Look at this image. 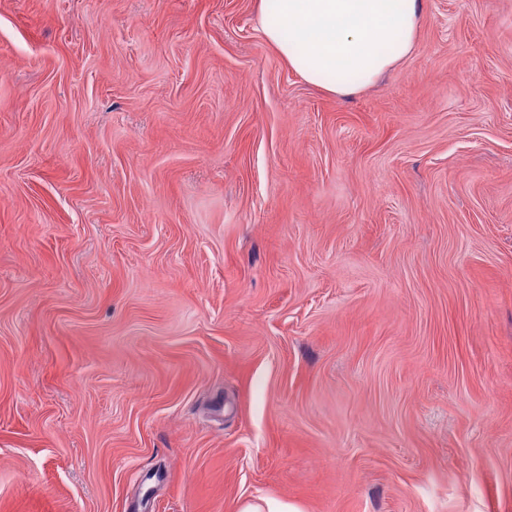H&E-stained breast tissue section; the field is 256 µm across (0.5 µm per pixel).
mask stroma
I'll list each match as a JSON object with an SVG mask.
<instances>
[{
  "mask_svg": "<svg viewBox=\"0 0 512 512\" xmlns=\"http://www.w3.org/2000/svg\"><path fill=\"white\" fill-rule=\"evenodd\" d=\"M257 3L0 0V512H512V0ZM423 1L259 0V13L265 39L296 74L347 96L410 56Z\"/></svg>",
  "mask_w": 512,
  "mask_h": 512,
  "instance_id": "1",
  "label": "stroma"
}]
</instances>
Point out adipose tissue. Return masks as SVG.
<instances>
[{
	"instance_id": "adipose-tissue-1",
	"label": "adipose tissue",
	"mask_w": 512,
	"mask_h": 512,
	"mask_svg": "<svg viewBox=\"0 0 512 512\" xmlns=\"http://www.w3.org/2000/svg\"><path fill=\"white\" fill-rule=\"evenodd\" d=\"M423 0H259L265 39L305 82L347 96L412 53Z\"/></svg>"
}]
</instances>
